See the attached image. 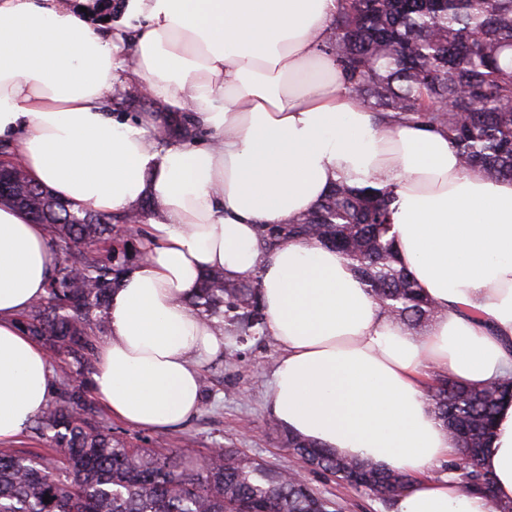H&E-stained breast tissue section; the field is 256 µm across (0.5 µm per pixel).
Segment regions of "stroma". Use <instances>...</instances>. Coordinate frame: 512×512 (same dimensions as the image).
<instances>
[{
	"instance_id": "35a3bbf8",
	"label": "stroma",
	"mask_w": 512,
	"mask_h": 512,
	"mask_svg": "<svg viewBox=\"0 0 512 512\" xmlns=\"http://www.w3.org/2000/svg\"><path fill=\"white\" fill-rule=\"evenodd\" d=\"M281 354L274 336L258 345L245 346L242 355L227 353L210 359L212 384L199 414L189 422L162 432L128 425L96 405L94 423L111 426L114 435L129 444L145 446L160 439L166 448L204 455L220 444L288 470L296 462L282 443V430L266 405L271 393L272 372ZM311 486L336 502L341 512H391L381 499L360 494L317 474L308 476Z\"/></svg>"
}]
</instances>
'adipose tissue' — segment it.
Segmentation results:
<instances>
[{"label":"adipose tissue","instance_id":"1","mask_svg":"<svg viewBox=\"0 0 512 512\" xmlns=\"http://www.w3.org/2000/svg\"><path fill=\"white\" fill-rule=\"evenodd\" d=\"M341 0H0V143L57 198L103 213L152 197L148 258L122 278L96 351L94 392L112 416L161 431L202 405L201 362L223 332L190 307L202 276H258L281 348L267 409L284 430L416 475L395 512H500L512 502V399L480 464L490 496L434 475L455 446L425 395L433 373L512 381V180L462 173L440 130L380 124L323 46ZM142 84L208 132L157 149L158 122L108 113L117 80ZM397 197V257L438 310L424 336L391 318L350 262L320 246L265 253L261 224H288L332 184L374 175ZM58 255L45 225L0 206V443L53 386L18 326Z\"/></svg>","mask_w":512,"mask_h":512}]
</instances>
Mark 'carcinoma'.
Returning a JSON list of instances; mask_svg holds the SVG:
<instances>
[{"mask_svg": "<svg viewBox=\"0 0 512 512\" xmlns=\"http://www.w3.org/2000/svg\"><path fill=\"white\" fill-rule=\"evenodd\" d=\"M326 51L347 79L346 89L384 122L435 127L448 136L463 172L512 179V0H343ZM116 87L112 106L138 102ZM161 148L191 145L204 132L186 112L161 124ZM14 175L0 191L9 205L43 224L64 253L46 294L19 319L20 327L62 356L69 374L28 425L51 452L26 455L0 448V512H339L307 480L229 448H211L200 466L186 453L136 448L94 413L89 374L96 337L107 331L111 292L120 277L147 257L145 243L125 238L132 218L144 225L156 202L144 199L124 213L74 209L34 183L11 162ZM395 197L386 189L333 185L324 199L291 224H262L258 246L273 252L288 243L330 247L353 264L376 301L421 335L434 306L397 261L388 238ZM189 304L244 345L267 334L258 279L205 274ZM512 388L490 383L465 388L435 374L428 401L450 430L465 436L469 457L456 464L458 489L490 494L493 478L479 455L495 414ZM284 447L306 468L346 482L358 493L396 500L416 481L368 460L349 458L289 433ZM50 499H45V496Z\"/></svg>", "mask_w": 512, "mask_h": 512, "instance_id": "carcinoma-1", "label": "carcinoma"}]
</instances>
